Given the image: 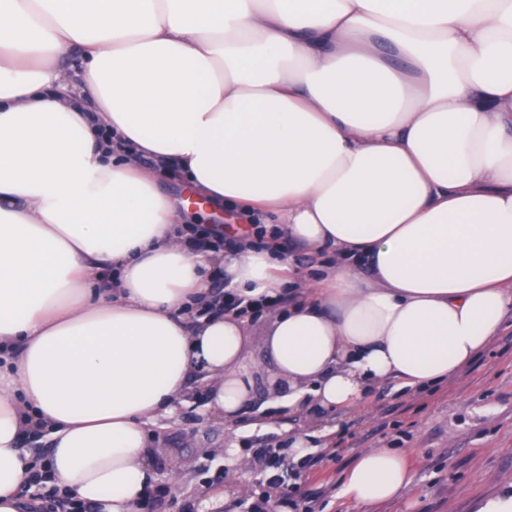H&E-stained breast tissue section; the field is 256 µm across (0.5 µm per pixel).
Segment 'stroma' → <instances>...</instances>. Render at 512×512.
I'll use <instances>...</instances> for the list:
<instances>
[{"label": "stroma", "instance_id": "stroma-1", "mask_svg": "<svg viewBox=\"0 0 512 512\" xmlns=\"http://www.w3.org/2000/svg\"><path fill=\"white\" fill-rule=\"evenodd\" d=\"M512 321L474 361L453 377L422 392L389 381L363 409L339 419L331 436L319 431L330 413L289 415L281 398L247 403L233 421L211 412L207 401L182 399L171 417L155 420L153 463L162 497L149 512H201V503L220 492L216 512H231L243 498L266 491L272 469L260 465L259 449L274 446L292 466L290 433L313 432L314 466L300 468V490L328 485L325 512H361L341 502L338 491L355 457L369 448L401 453L415 472L398 499L370 512H477L481 500L512 488ZM238 447L248 484L237 487L224 464L226 444Z\"/></svg>", "mask_w": 512, "mask_h": 512}]
</instances>
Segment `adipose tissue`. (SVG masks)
<instances>
[{
  "mask_svg": "<svg viewBox=\"0 0 512 512\" xmlns=\"http://www.w3.org/2000/svg\"><path fill=\"white\" fill-rule=\"evenodd\" d=\"M166 174L335 253L262 341L292 414L449 379L512 313V0H0V512L41 468L138 512L189 380L228 421L254 391L246 318L199 309L297 271L195 250ZM413 480L372 448L339 495Z\"/></svg>",
  "mask_w": 512,
  "mask_h": 512,
  "instance_id": "adipose-tissue-1",
  "label": "adipose tissue"
}]
</instances>
